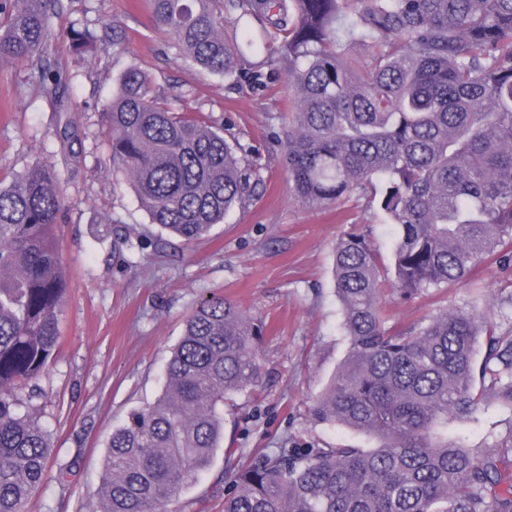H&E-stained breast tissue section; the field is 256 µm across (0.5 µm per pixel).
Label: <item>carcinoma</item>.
Masks as SVG:
<instances>
[{
    "instance_id": "obj_1",
    "label": "carcinoma",
    "mask_w": 512,
    "mask_h": 512,
    "mask_svg": "<svg viewBox=\"0 0 512 512\" xmlns=\"http://www.w3.org/2000/svg\"><path fill=\"white\" fill-rule=\"evenodd\" d=\"M158 27L196 65L232 76L275 66L297 101L284 162L297 198L332 208L380 184L394 228L393 279L364 235L336 244L334 281L349 353L311 417L371 434L372 450L281 448L231 471L224 512H512L501 448L448 441L473 419L482 374L512 401V338L484 313L446 309L386 325V289L411 298L466 282L493 258L512 267V0H151ZM63 0H0V58H43ZM358 36L345 56L339 30ZM74 50L96 37L63 33ZM38 82L58 96L47 63ZM112 166L168 232L190 244L261 181L222 128L178 111L139 69L106 105ZM60 178L46 163L0 186V512H36L50 436L18 392L51 361L65 292L56 226ZM263 325L237 303L202 298L152 404L112 432L97 512H166L224 447V402L259 378Z\"/></svg>"
}]
</instances>
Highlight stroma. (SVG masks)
<instances>
[{"label": "stroma", "instance_id": "35a3bbf8", "mask_svg": "<svg viewBox=\"0 0 512 512\" xmlns=\"http://www.w3.org/2000/svg\"><path fill=\"white\" fill-rule=\"evenodd\" d=\"M51 20L46 57L66 75L68 94L46 96L33 61H0V182L37 161L55 165L65 206L57 240L66 293L55 356L34 381L32 401L52 442L37 512H94L107 443L128 413L156 401L172 348L201 298L217 295L264 321L261 379L224 407V445L171 503V512H224V471L295 444L372 448L371 437L310 417L313 398L349 352L332 276L338 239L367 235L389 255L392 228L362 199L330 209L299 201L282 159L294 101L284 75L262 71L227 78L179 54L153 18L150 0H63ZM89 28L103 38L76 56L62 31ZM137 68L157 91L211 115L228 141L262 166L263 186L245 207L192 244L160 226L109 159L104 111L120 75ZM70 124L72 137L58 132ZM389 324L408 327L443 309L475 308L512 336V276L486 262L469 283L406 301L386 293ZM485 400L473 420L452 422L448 436L471 448L512 445V403L489 379L476 378ZM66 477H59L60 469Z\"/></svg>", "mask_w": 512, "mask_h": 512}]
</instances>
